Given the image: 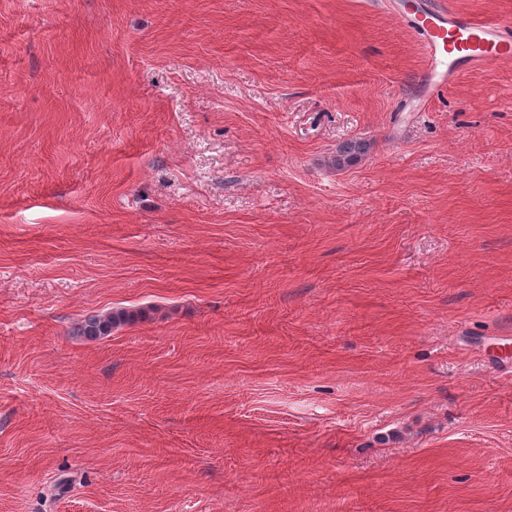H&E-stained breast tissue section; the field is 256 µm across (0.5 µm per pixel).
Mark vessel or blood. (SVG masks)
<instances>
[{
  "label": "vessel or blood",
  "mask_w": 512,
  "mask_h": 512,
  "mask_svg": "<svg viewBox=\"0 0 512 512\" xmlns=\"http://www.w3.org/2000/svg\"><path fill=\"white\" fill-rule=\"evenodd\" d=\"M411 22L423 38L422 87L434 93L467 68L512 59V23H486L450 9Z\"/></svg>",
  "instance_id": "1"
}]
</instances>
